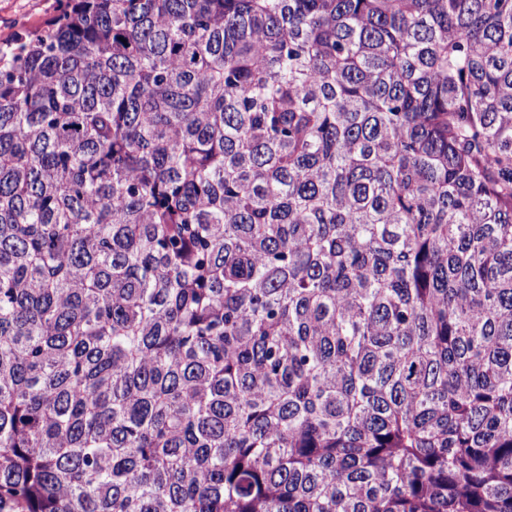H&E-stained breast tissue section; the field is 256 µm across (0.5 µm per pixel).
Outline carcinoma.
Instances as JSON below:
<instances>
[{
    "label": "carcinoma",
    "instance_id": "obj_1",
    "mask_svg": "<svg viewBox=\"0 0 512 512\" xmlns=\"http://www.w3.org/2000/svg\"><path fill=\"white\" fill-rule=\"evenodd\" d=\"M0 512H512V0L1 44Z\"/></svg>",
    "mask_w": 512,
    "mask_h": 512
}]
</instances>
